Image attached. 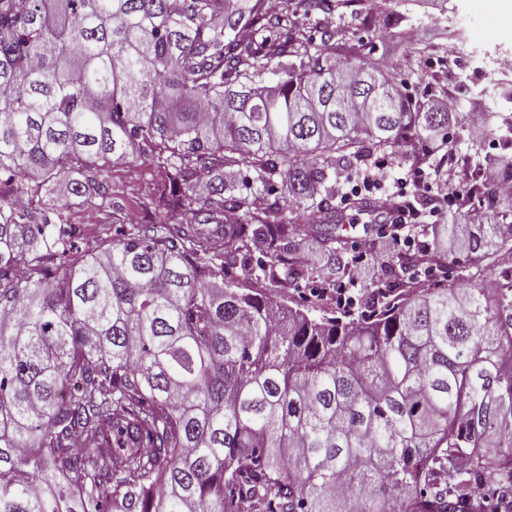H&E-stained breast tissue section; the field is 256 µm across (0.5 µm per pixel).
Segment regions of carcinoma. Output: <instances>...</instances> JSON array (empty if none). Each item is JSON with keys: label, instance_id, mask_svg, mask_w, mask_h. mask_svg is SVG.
Here are the masks:
<instances>
[{"label": "carcinoma", "instance_id": "cac0c4a2", "mask_svg": "<svg viewBox=\"0 0 512 512\" xmlns=\"http://www.w3.org/2000/svg\"><path fill=\"white\" fill-rule=\"evenodd\" d=\"M353 0H0V512H512V269L493 286L377 285L316 316L273 298L299 240L336 243L338 170L428 164L457 113L308 30ZM252 29L243 41L239 30ZM153 172L147 207L69 259L65 215L117 208L108 168ZM472 169L454 261L507 246L512 147ZM225 169L237 184L203 171ZM310 212L299 224L287 216ZM266 288L229 273L252 238Z\"/></svg>", "mask_w": 512, "mask_h": 512}]
</instances>
